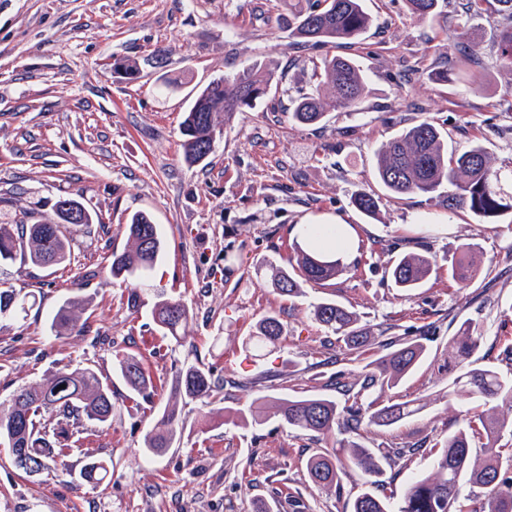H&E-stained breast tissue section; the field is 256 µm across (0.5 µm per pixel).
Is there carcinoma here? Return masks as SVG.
<instances>
[{"label":"carcinoma","instance_id":"1","mask_svg":"<svg viewBox=\"0 0 512 512\" xmlns=\"http://www.w3.org/2000/svg\"><path fill=\"white\" fill-rule=\"evenodd\" d=\"M300 2L283 0L286 14L281 20L288 29V37L303 46L336 49L353 44L373 22L363 0H321L315 8H304ZM496 2L509 20L498 34L497 61L502 69L512 72V0ZM437 6L438 0H407L410 14L419 20L432 16ZM476 36L469 30L462 32L457 50L460 63L469 69L478 67ZM318 69L315 89L293 104L292 119L299 124H320L329 112L353 110L364 97V70L352 57L326 56ZM276 84V68L257 61L199 87L180 125L184 161L189 165L203 163L213 152L222 124L229 123L234 113L254 107ZM375 158V176L388 195H430L446 185L445 199L450 211L464 209L481 221L512 213V191L508 190L512 173L494 168L489 153L478 141L462 150L448 148V133L428 118L392 136L377 150ZM75 202L71 196L58 199L48 224H1L0 263L19 260L47 267L67 262L70 241L66 231L79 225L65 219L64 206ZM352 204L370 216L375 214L379 198L360 191L352 197ZM127 235V247L120 253L112 252L111 271L112 276L133 282L131 298L135 299L138 290L147 285L164 242L159 225L143 212L132 215ZM294 251L296 260L272 267V285L282 295H299L305 285L323 286L345 271L341 262L311 245L296 243ZM46 254L56 257L55 262H45ZM434 266L435 261L429 256L404 255L393 261L390 277L395 287L409 292L424 285ZM87 304L88 300L79 294L64 299L50 320V331L57 336L80 332L76 311ZM19 310H25V299L13 289H0V317ZM153 316L157 325L175 338L187 324L190 311L183 302L161 296L154 305ZM314 318L336 336L343 361L357 360L374 345H382L389 352L375 360L363 375L360 387L351 385L345 389L352 394V405L341 406L326 395L276 397L273 402L281 421L328 440L338 432L354 433L364 424L391 427L417 412L408 402L381 405L373 400L365 406L360 400L368 390L395 388L410 375L428 356L427 346L421 340L399 338L384 344L345 306L329 298L314 305ZM283 333L281 319L270 313L258 321L246 345L253 351H263L276 345ZM481 340L475 325L465 322L450 345L465 360L474 354ZM118 372L130 390L141 394L148 388L149 379L136 357L120 356ZM223 388L203 364L178 371L176 395L187 402L211 399ZM448 392L469 399L479 397L483 404L490 403L492 407L467 412L456 432L433 444L435 474L414 479L399 504L379 494L385 453L353 439L343 438L340 447L320 448L308 457L305 469L309 484L322 490L337 489L341 487L342 475L359 472L363 482L351 512H512V477L506 476V471L512 470V452L505 456L497 447L501 435L512 432V421L496 414L500 405L512 408V377L491 368L476 367L452 379ZM114 408L112 385L94 370L60 369L36 386L16 390L8 403L0 404V446L9 449L12 465L29 477V463L43 470L57 464V437L67 431L82 433L92 425L106 423ZM178 430L176 408L167 405L157 423L144 434L143 452L150 457L166 454L177 441ZM476 438L483 440L484 458L479 464L472 460V441ZM86 458L79 470L80 479L101 483L107 476L106 465L91 454ZM464 483L479 489L480 509L469 508L461 500L460 488Z\"/></svg>","mask_w":512,"mask_h":512}]
</instances>
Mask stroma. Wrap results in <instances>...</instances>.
Segmentation results:
<instances>
[{"instance_id":"obj_1","label":"stroma","mask_w":512,"mask_h":512,"mask_svg":"<svg viewBox=\"0 0 512 512\" xmlns=\"http://www.w3.org/2000/svg\"><path fill=\"white\" fill-rule=\"evenodd\" d=\"M373 18L347 48L364 69L359 111L329 113L318 126L292 121V97L309 91L320 48L293 43L280 17L282 0H0V223L46 221L55 201L81 194L95 215L74 232L69 262L47 268L6 266L0 280L25 295L24 312L0 320V401L61 368L89 367L112 384L111 420L79 441L65 440L69 474L29 478L0 447V512H351L361 480L350 473L339 490L309 486L305 461L321 442L278 417L255 421L250 404L269 396L339 397L336 382H358L362 363H330L334 335L314 320L319 298L336 299L374 336H423L429 355L386 403L416 401L421 410L390 428L361 427L369 448L434 444L458 427L465 401L448 383L474 367L512 371V218L482 224L443 198L384 194L374 174L376 150L422 118L448 133L449 146L480 141L496 168L512 170V72L502 70L492 37L503 13L474 20L481 67L464 82L440 85L423 69L454 64L464 0H439L419 21L405 0H365ZM138 62L137 79L117 77V59ZM263 59L284 79L253 108L236 113L205 163L188 166L179 125L190 91ZM379 195L368 217L355 192ZM144 212L159 224L164 255L151 290L132 298L113 278L111 255L124 250L125 226ZM344 217L356 251L343 274L305 296L273 292L268 260L287 255L305 215ZM479 260L468 283L449 267L462 244ZM409 253L436 266L422 288H394L385 269ZM190 310L180 340L164 337L152 318L155 289ZM88 305L80 335L58 336L48 321L65 297ZM279 315L285 340L255 356L245 341L257 321ZM483 340L469 360L449 340L463 322ZM142 363L153 391L131 392L118 376L122 354ZM204 363L224 382V412L193 401L181 408L175 448L149 458L142 438L170 400L179 369ZM110 469L93 485L72 475L86 450ZM432 456L420 453L386 467L383 492L400 499Z\"/></svg>"}]
</instances>
